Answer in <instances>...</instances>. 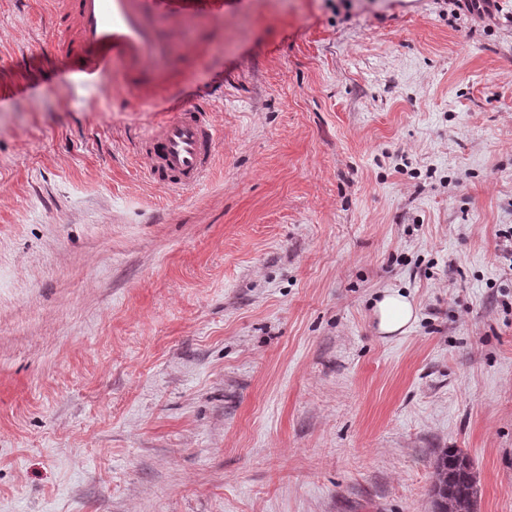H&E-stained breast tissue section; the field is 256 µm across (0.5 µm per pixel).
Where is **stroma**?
<instances>
[{"mask_svg":"<svg viewBox=\"0 0 512 512\" xmlns=\"http://www.w3.org/2000/svg\"><path fill=\"white\" fill-rule=\"evenodd\" d=\"M47 8L0 0V512H432L443 448L512 512V0H228L180 194ZM379 331L385 335L403 334L416 319L413 302L398 291H385L375 303Z\"/></svg>","mask_w":512,"mask_h":512,"instance_id":"35a3bbf8","label":"stroma"}]
</instances>
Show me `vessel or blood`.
<instances>
[{
	"mask_svg": "<svg viewBox=\"0 0 512 512\" xmlns=\"http://www.w3.org/2000/svg\"><path fill=\"white\" fill-rule=\"evenodd\" d=\"M224 19V0H52L53 42L71 75L92 88L135 90L142 106L164 113L143 148L145 175L171 191L195 186L209 171L218 131L206 103L159 98L178 35L201 19Z\"/></svg>",
	"mask_w": 512,
	"mask_h": 512,
	"instance_id": "obj_1",
	"label": "vessel or blood"
}]
</instances>
